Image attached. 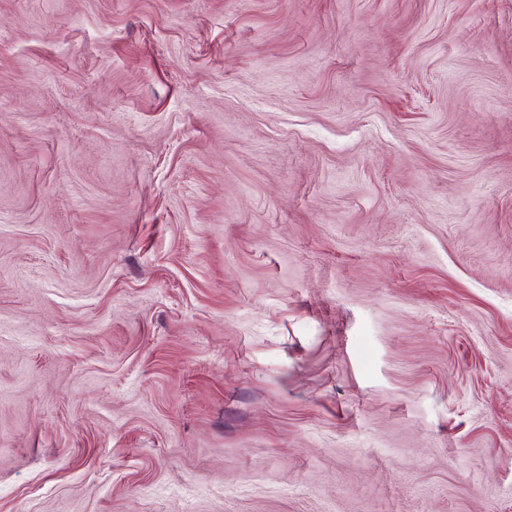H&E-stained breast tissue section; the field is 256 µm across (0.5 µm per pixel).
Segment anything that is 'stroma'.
<instances>
[{"instance_id":"1","label":"stroma","mask_w":512,"mask_h":512,"mask_svg":"<svg viewBox=\"0 0 512 512\" xmlns=\"http://www.w3.org/2000/svg\"><path fill=\"white\" fill-rule=\"evenodd\" d=\"M0 512H512V0H0Z\"/></svg>"}]
</instances>
